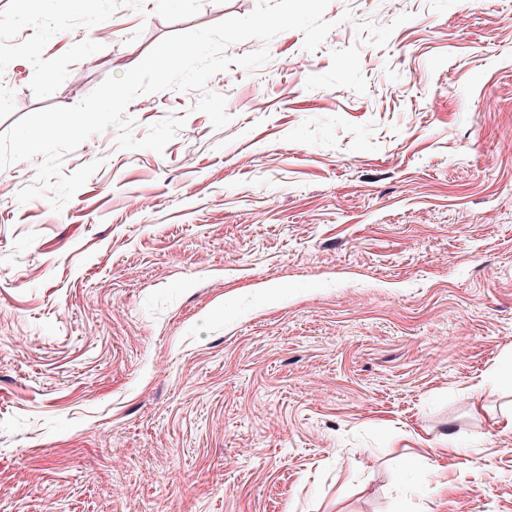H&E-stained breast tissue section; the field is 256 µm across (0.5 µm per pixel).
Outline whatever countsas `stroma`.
I'll return each mask as SVG.
<instances>
[{
	"instance_id": "stroma-1",
	"label": "stroma",
	"mask_w": 512,
	"mask_h": 512,
	"mask_svg": "<svg viewBox=\"0 0 512 512\" xmlns=\"http://www.w3.org/2000/svg\"><path fill=\"white\" fill-rule=\"evenodd\" d=\"M257 3L0 0V134ZM325 18L0 196V512H512V0Z\"/></svg>"
}]
</instances>
